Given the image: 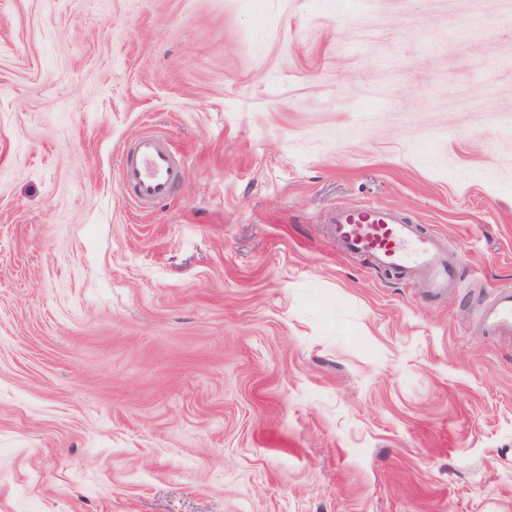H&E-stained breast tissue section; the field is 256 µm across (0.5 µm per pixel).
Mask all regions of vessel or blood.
Instances as JSON below:
<instances>
[{"label":"vessel or blood","instance_id":"vessel-or-blood-1","mask_svg":"<svg viewBox=\"0 0 512 512\" xmlns=\"http://www.w3.org/2000/svg\"><path fill=\"white\" fill-rule=\"evenodd\" d=\"M179 177L177 156L160 135L145 133L123 150L120 163L122 185L136 202L151 204L167 200ZM330 222L333 234L348 254L367 258L372 268L391 270L408 280H423L434 292H442L456 277L439 238L425 233L395 211L384 207L339 208ZM481 322L485 335L512 338V289H494L484 307Z\"/></svg>","mask_w":512,"mask_h":512}]
</instances>
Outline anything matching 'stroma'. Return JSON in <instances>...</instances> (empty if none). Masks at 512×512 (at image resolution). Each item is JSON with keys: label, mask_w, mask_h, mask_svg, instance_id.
Wrapping results in <instances>:
<instances>
[{"label": "stroma", "mask_w": 512, "mask_h": 512, "mask_svg": "<svg viewBox=\"0 0 512 512\" xmlns=\"http://www.w3.org/2000/svg\"><path fill=\"white\" fill-rule=\"evenodd\" d=\"M508 284L512 0H0V512H512ZM179 177L176 153L156 133H145L123 150L120 163L122 185L130 189L137 203L167 200ZM330 224L343 252L366 257L373 269L391 270L410 281L421 279L436 293L455 280L456 263L448 258L440 239L393 210L338 208ZM481 322L486 336L512 338V289L494 288L493 297L484 307Z\"/></svg>", "instance_id": "stroma-1"}]
</instances>
